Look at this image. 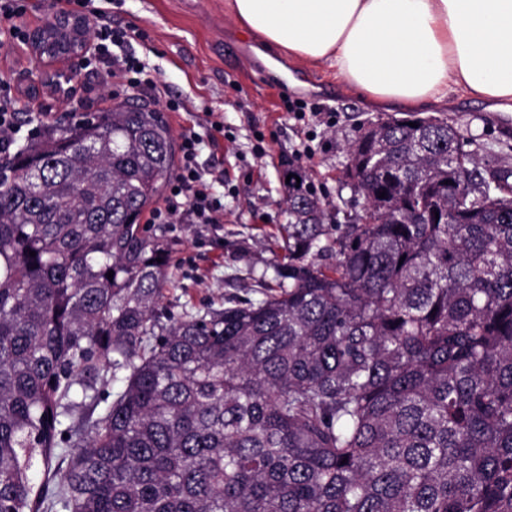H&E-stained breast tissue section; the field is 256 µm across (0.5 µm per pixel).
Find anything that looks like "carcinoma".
I'll list each match as a JSON object with an SVG mask.
<instances>
[{
	"label": "carcinoma",
	"mask_w": 512,
	"mask_h": 512,
	"mask_svg": "<svg viewBox=\"0 0 512 512\" xmlns=\"http://www.w3.org/2000/svg\"><path fill=\"white\" fill-rule=\"evenodd\" d=\"M357 132L363 223L290 162L263 298L177 316L161 112L0 154V512H512V168L434 116Z\"/></svg>",
	"instance_id": "1"
}]
</instances>
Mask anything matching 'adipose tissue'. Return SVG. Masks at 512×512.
I'll list each match as a JSON object with an SVG mask.
<instances>
[{"instance_id":"adipose-tissue-1","label":"adipose tissue","mask_w":512,"mask_h":512,"mask_svg":"<svg viewBox=\"0 0 512 512\" xmlns=\"http://www.w3.org/2000/svg\"><path fill=\"white\" fill-rule=\"evenodd\" d=\"M249 34L380 105L512 110V0H227Z\"/></svg>"}]
</instances>
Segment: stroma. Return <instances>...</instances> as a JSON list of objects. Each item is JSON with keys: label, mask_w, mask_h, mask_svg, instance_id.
Wrapping results in <instances>:
<instances>
[{"label": "stroma", "mask_w": 512, "mask_h": 512, "mask_svg": "<svg viewBox=\"0 0 512 512\" xmlns=\"http://www.w3.org/2000/svg\"><path fill=\"white\" fill-rule=\"evenodd\" d=\"M112 20L137 32L132 48L160 89L158 96L142 93L138 99L163 110L171 131L192 126L203 134L208 113L224 118L223 135L205 143L201 156L224 179L216 189L224 221L166 225L172 251L164 306L177 314L220 308L231 297L257 298L258 277L286 255L289 161L300 163L321 192L325 223L348 224L362 215L364 200L345 185L342 170L358 124L378 112L332 69L289 60L270 65L269 49L240 29L225 0H125ZM0 79L21 100L36 104L21 118L42 127L76 111L111 107L128 95L119 85L103 87L101 74L82 65L72 80L75 97H58L25 48L0 50ZM172 98L180 100L181 111H167ZM295 100L318 107V117L295 119L284 107ZM441 116L471 141L480 160L494 156L512 164V112L456 93Z\"/></svg>", "instance_id": "obj_1"}]
</instances>
